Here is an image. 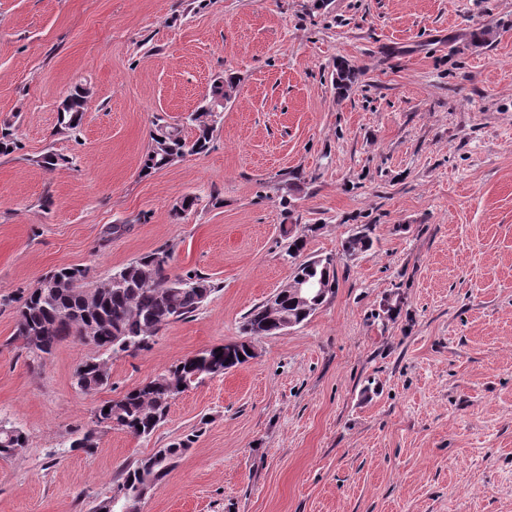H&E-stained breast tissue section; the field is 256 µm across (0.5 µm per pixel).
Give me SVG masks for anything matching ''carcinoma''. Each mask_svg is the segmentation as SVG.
I'll return each mask as SVG.
<instances>
[{"label": "carcinoma", "instance_id": "carcinoma-1", "mask_svg": "<svg viewBox=\"0 0 512 512\" xmlns=\"http://www.w3.org/2000/svg\"><path fill=\"white\" fill-rule=\"evenodd\" d=\"M87 106V92L74 90L63 101L58 123L63 130L77 132ZM186 123L194 135L183 134V126L160 125L151 137V145L142 161L141 173L148 176L168 165L173 157L198 154L208 150L217 120L206 106L190 113ZM21 149L12 125L0 127V155ZM171 252L157 249L135 261L115 269L122 274L125 287H102L98 301L86 300L84 281L87 269L62 266L46 278L60 281V287L47 295V289L35 287L28 292L16 311L15 336L26 352L52 353L70 336H82L84 328L94 324L104 329L98 347L106 349L108 356L124 352L121 344L128 342L141 351L151 348L154 337L171 323L188 319L199 310L206 298L215 290L209 278L197 273L173 275L170 272ZM150 284H144V278ZM336 272L333 260L308 259L295 266L292 282L267 301L254 306L244 317V325L252 327L258 337L278 333L281 321L292 318L304 322L309 319L334 293ZM221 363L230 370L252 358L245 349L206 350L185 358L134 389L121 399L107 401L94 413L95 423L107 424L125 430L136 437L150 436L164 420L170 407L166 397L169 389H180L200 370L206 359ZM84 373L76 378L77 386L93 391L108 381L103 360L88 358L80 363ZM109 412H104V409ZM188 437L169 448H160L126 467L118 484L124 486L132 499L139 500L145 490H152L167 477L170 470L155 471L154 458L166 455L176 461L189 444ZM26 446L25 433L16 427H0V456H11Z\"/></svg>", "mask_w": 512, "mask_h": 512}]
</instances>
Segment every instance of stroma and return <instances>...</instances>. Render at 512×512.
I'll list each match as a JSON object with an SVG mask.
<instances>
[{
    "label": "stroma",
    "mask_w": 512,
    "mask_h": 512,
    "mask_svg": "<svg viewBox=\"0 0 512 512\" xmlns=\"http://www.w3.org/2000/svg\"><path fill=\"white\" fill-rule=\"evenodd\" d=\"M228 75L209 150L143 176L157 121ZM4 121L21 148L0 156V421L27 443L0 458V512H96L189 434L142 512H512V0H0ZM359 232L371 248L344 252ZM297 236L336 268L307 321L192 383L149 438L94 429L104 402L241 340ZM165 246L217 290L109 360L107 385L75 386L100 353L79 337L21 353L16 310L41 276L79 266L92 288ZM92 429L94 452L73 449ZM87 92L75 89L63 101L58 123L62 130L77 132L87 106Z\"/></svg>",
    "instance_id": "stroma-1"
}]
</instances>
